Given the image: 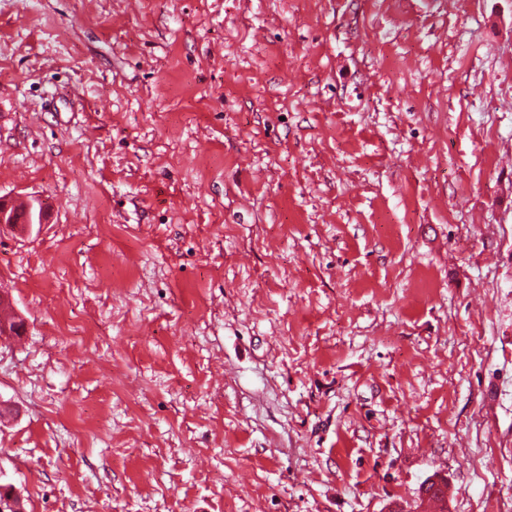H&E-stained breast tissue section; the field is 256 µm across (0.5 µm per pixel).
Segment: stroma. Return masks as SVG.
<instances>
[{
  "label": "stroma",
  "instance_id": "obj_1",
  "mask_svg": "<svg viewBox=\"0 0 512 512\" xmlns=\"http://www.w3.org/2000/svg\"><path fill=\"white\" fill-rule=\"evenodd\" d=\"M34 196L26 512H512V0H0ZM443 483V479L439 476H430L428 477L421 485V492H419V496L417 501L413 503H409L404 505L401 502H392L388 505V507L384 510V512H423L425 508V504L421 505V499L428 497L426 490L429 486L435 485V487L441 485Z\"/></svg>",
  "mask_w": 512,
  "mask_h": 512
}]
</instances>
